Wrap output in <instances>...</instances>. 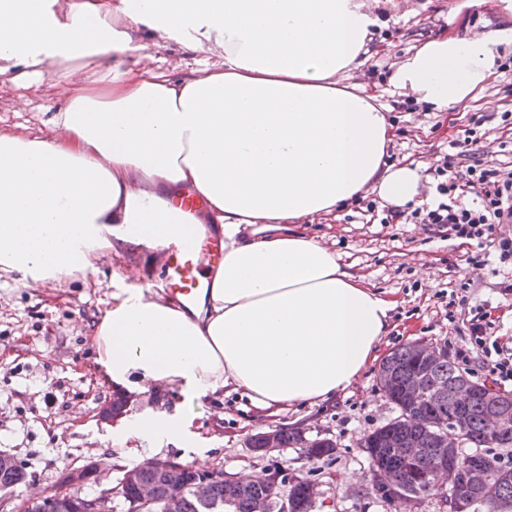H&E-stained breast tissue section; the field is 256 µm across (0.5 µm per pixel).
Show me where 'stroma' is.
Returning a JSON list of instances; mask_svg holds the SVG:
<instances>
[{"label": "stroma", "mask_w": 512, "mask_h": 512, "mask_svg": "<svg viewBox=\"0 0 512 512\" xmlns=\"http://www.w3.org/2000/svg\"><path fill=\"white\" fill-rule=\"evenodd\" d=\"M380 9L388 26L352 82L386 86L390 73L427 36L467 37L486 19L512 26V12L504 10L501 0H479L471 8L461 6L460 0H382ZM24 93L21 87L0 92V128L32 136L63 102L35 95L22 109L17 100ZM388 104L394 136L387 160L425 168L423 195L435 193L429 167L450 160L457 171H465L468 162L462 151L469 128L481 136L484 163L512 172L511 47L503 50L488 87L467 106L436 112L404 96ZM383 208L378 195L370 192L339 211L333 224L317 218L302 227L336 250L348 272L366 278L395 301L379 357L412 342L444 347L468 343V321L473 310L485 304L494 308V336L512 337V295L503 296L498 289L499 282L512 280V265L493 257L472 264L477 246L434 236L427 226L410 220L383 223ZM119 265L138 269L131 285L161 283L154 251L145 244L131 247L119 259L104 257L97 273L65 288H27L0 277V450L16 456L26 468L27 480L17 488L20 494L50 491L70 465H110L106 481L112 485L124 473L112 464L116 425L96 417L113 389L101 383L90 343L93 324L113 290L111 270ZM454 295L464 298V305L451 304ZM378 370L371 365L336 400L298 409L293 417L268 415L238 391L200 400L192 407V437L171 442L169 452L185 462L210 451L228 478L287 468L316 484L319 500L326 503L323 512H396L395 505L371 490L370 460L363 448L365 438L397 414L379 389ZM287 426L311 440L331 439L335 453L310 461L296 448L262 457L249 447L251 435Z\"/></svg>", "instance_id": "obj_1"}]
</instances>
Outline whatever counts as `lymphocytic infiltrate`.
<instances>
[{
  "instance_id": "lymphocytic-infiltrate-1",
  "label": "lymphocytic infiltrate",
  "mask_w": 512,
  "mask_h": 512,
  "mask_svg": "<svg viewBox=\"0 0 512 512\" xmlns=\"http://www.w3.org/2000/svg\"><path fill=\"white\" fill-rule=\"evenodd\" d=\"M476 135H468L466 143L471 160L465 173L453 171L450 164L435 168L436 191L443 200L428 210H414L413 219L429 226L438 236H452L477 241L481 247L495 250L500 262H512V236L498 233L502 224H512V173L487 167L477 147ZM485 314L470 320L469 331L477 345H492L495 359L484 362L483 369L497 380L512 381V346L487 342Z\"/></svg>"
}]
</instances>
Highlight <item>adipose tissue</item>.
Wrapping results in <instances>:
<instances>
[{
  "label": "adipose tissue",
  "instance_id": "adipose-tissue-1",
  "mask_svg": "<svg viewBox=\"0 0 512 512\" xmlns=\"http://www.w3.org/2000/svg\"><path fill=\"white\" fill-rule=\"evenodd\" d=\"M379 0H0V86L67 88L40 135L0 129V273L64 285L127 246L157 250L224 238L192 302L113 291L93 329L105 380L222 388L260 409L332 400L375 358L393 304L295 224L335 215L367 187L402 207L422 174L386 163L381 94L348 83L388 19ZM435 36L390 74L394 95L438 111L474 100L512 28ZM180 44L190 77L127 65ZM53 77H46L49 66ZM91 67L97 85H75ZM191 416L146 412L112 437L187 438Z\"/></svg>",
  "mask_w": 512,
  "mask_h": 512
}]
</instances>
